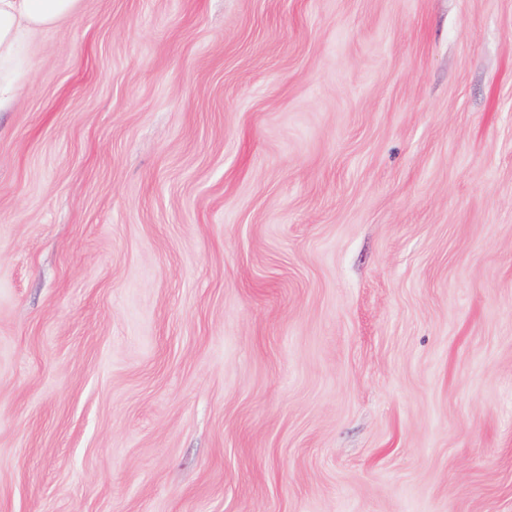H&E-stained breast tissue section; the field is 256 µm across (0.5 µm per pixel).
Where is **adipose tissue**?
Segmentation results:
<instances>
[{"instance_id": "1", "label": "adipose tissue", "mask_w": 512, "mask_h": 512, "mask_svg": "<svg viewBox=\"0 0 512 512\" xmlns=\"http://www.w3.org/2000/svg\"><path fill=\"white\" fill-rule=\"evenodd\" d=\"M80 5L81 0H0V112L16 99L31 43L76 15Z\"/></svg>"}]
</instances>
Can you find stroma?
<instances>
[{"instance_id": "1", "label": "stroma", "mask_w": 512, "mask_h": 512, "mask_svg": "<svg viewBox=\"0 0 512 512\" xmlns=\"http://www.w3.org/2000/svg\"><path fill=\"white\" fill-rule=\"evenodd\" d=\"M0 112V512H512V0H82Z\"/></svg>"}]
</instances>
